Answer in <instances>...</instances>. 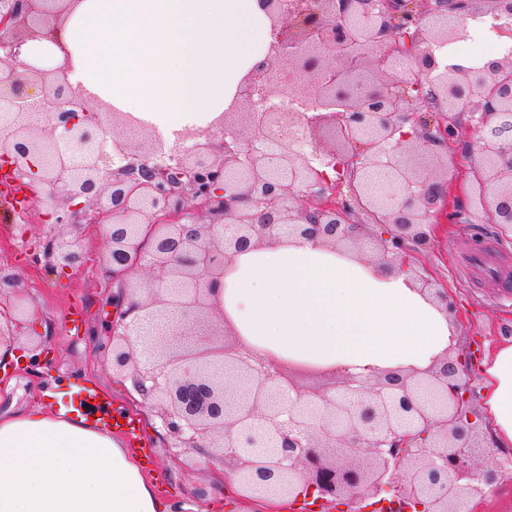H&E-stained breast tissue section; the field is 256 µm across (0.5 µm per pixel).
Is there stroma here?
I'll list each match as a JSON object with an SVG mask.
<instances>
[{
	"label": "stroma",
	"mask_w": 512,
	"mask_h": 512,
	"mask_svg": "<svg viewBox=\"0 0 512 512\" xmlns=\"http://www.w3.org/2000/svg\"><path fill=\"white\" fill-rule=\"evenodd\" d=\"M477 159L474 135L460 131L448 155V185L455 203L463 208L471 189L465 176ZM59 231L57 225L42 223L37 213L18 212L9 201L0 199V267L13 270L37 311L19 347L28 349L35 339L54 351L50 366L31 368L22 361L0 376V413L4 415L38 405L56 411L77 404L79 394L86 391L105 395L113 412L123 408L122 389L93 336L107 316V294L95 266L104 255L101 227L86 224L74 231V238L94 262L68 274L51 271L32 256V237ZM478 238L491 243L504 263L500 276L472 283L461 269V258ZM418 262L459 296L468 316L459 329L461 344L478 351L495 347L500 321L512 317V237L499 236L496 226L486 223L484 213L474 211L466 220L445 223L443 232L419 254ZM142 440L146 453L139 456V464L154 479L164 502L195 506L202 512H256L250 501L232 496L217 499L209 472L199 465L194 452L174 454L148 427Z\"/></svg>",
	"instance_id": "35a3bbf8"
}]
</instances>
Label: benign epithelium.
<instances>
[{
	"label": "benign epithelium",
	"mask_w": 512,
	"mask_h": 512,
	"mask_svg": "<svg viewBox=\"0 0 512 512\" xmlns=\"http://www.w3.org/2000/svg\"><path fill=\"white\" fill-rule=\"evenodd\" d=\"M60 2L0 0V112L10 115L0 184L21 212L37 198L58 226H103L98 276L119 293L98 346L130 383V408L150 410L168 447L205 457L214 474L232 471L265 512L313 498L363 512L379 496L390 512H458L480 499L504 465L475 461L486 440L475 353L366 381L336 371L304 386L224 340L211 297L233 255L286 225L339 251L370 240L383 268L413 275L459 319L457 296L414 266L437 224L460 216L448 183L425 166L448 156L460 130L473 132L485 163L475 203L512 224V135L491 136L512 131V90L495 94L512 50L441 68L433 51L461 27L445 14L423 24L427 8L409 0H261L272 41L225 111L240 122L218 135L181 132L171 146L145 126L146 144H121L115 159L94 101L65 71L21 60L37 39L68 54ZM494 12L493 30L512 39L499 23L512 0H496ZM33 83L51 87L43 129L29 121ZM34 251L62 273L90 261L63 235ZM18 290L1 268L0 297ZM28 315L24 303L8 311L0 344L15 345Z\"/></svg>",
	"instance_id": "1"
}]
</instances>
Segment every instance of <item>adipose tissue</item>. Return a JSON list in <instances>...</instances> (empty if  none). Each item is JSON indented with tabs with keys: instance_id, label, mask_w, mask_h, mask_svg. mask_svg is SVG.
I'll use <instances>...</instances> for the list:
<instances>
[{
	"instance_id": "obj_1",
	"label": "adipose tissue",
	"mask_w": 512,
	"mask_h": 512,
	"mask_svg": "<svg viewBox=\"0 0 512 512\" xmlns=\"http://www.w3.org/2000/svg\"><path fill=\"white\" fill-rule=\"evenodd\" d=\"M70 57L29 41L25 58L165 138L217 128L244 77L267 55L260 0H65ZM212 302L252 360L366 378L424 369L456 343V326L416 282L368 256L275 235L235 255ZM481 406L512 446V339L480 364ZM134 457L83 414L0 417V512H170Z\"/></svg>"
}]
</instances>
